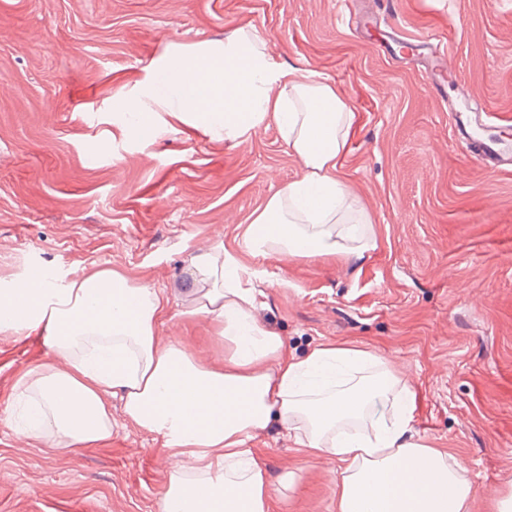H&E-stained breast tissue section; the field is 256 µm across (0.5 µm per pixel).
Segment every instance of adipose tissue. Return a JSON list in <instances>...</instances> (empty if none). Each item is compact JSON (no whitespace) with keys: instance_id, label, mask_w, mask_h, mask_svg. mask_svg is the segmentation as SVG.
<instances>
[{"instance_id":"1","label":"adipose tissue","mask_w":512,"mask_h":512,"mask_svg":"<svg viewBox=\"0 0 512 512\" xmlns=\"http://www.w3.org/2000/svg\"><path fill=\"white\" fill-rule=\"evenodd\" d=\"M143 95L185 115L204 134L235 141L277 118L306 173L254 219L256 251L284 259L362 258L376 249L371 221L339 176L355 114L308 70L275 69L248 36L223 48L173 53ZM193 312L224 345L215 369L184 347L159 348L163 296L104 270L64 287L27 279L0 289V331L39 332L52 363L28 370L17 399L33 402L30 431L62 449L112 434L103 402L161 440L178 465L159 512H268L271 484L249 443L278 420L299 450L336 464L335 512H471L475 489L449 451L413 437L415 395L370 351L328 343L286 361L279 336L254 312L253 275L223 246L198 250L188 267Z\"/></svg>"}]
</instances>
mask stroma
Segmentation results:
<instances>
[{
    "instance_id": "1",
    "label": "stroma",
    "mask_w": 512,
    "mask_h": 512,
    "mask_svg": "<svg viewBox=\"0 0 512 512\" xmlns=\"http://www.w3.org/2000/svg\"><path fill=\"white\" fill-rule=\"evenodd\" d=\"M354 33L339 0H0V289L40 267L68 282L99 270L156 288L183 344L212 367L224 346L190 315L196 248L223 245L259 271L258 323L286 359L319 344L385 358L416 397L413 433L458 456L478 506L512 488V171L486 169L429 97L422 68L386 57L380 32L449 38L480 107L512 115V0H366ZM255 32L276 68L327 80L355 113L341 177L367 208L374 251L281 261L246 244L249 225L303 160L275 117L240 141L156 109L131 139L128 107L174 52ZM96 157H89L87 146ZM52 355L37 333L0 332V512H158L169 479L160 441L108 397L106 441L60 450L18 441L20 378ZM273 487L269 512H330L334 462L304 456L279 422L250 442Z\"/></svg>"
}]
</instances>
